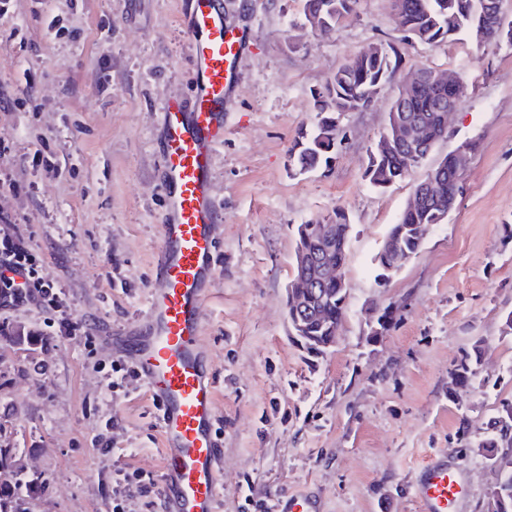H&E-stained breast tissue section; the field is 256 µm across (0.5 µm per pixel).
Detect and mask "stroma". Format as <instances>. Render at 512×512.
I'll list each match as a JSON object with an SVG mask.
<instances>
[{"label":"stroma","mask_w":512,"mask_h":512,"mask_svg":"<svg viewBox=\"0 0 512 512\" xmlns=\"http://www.w3.org/2000/svg\"><path fill=\"white\" fill-rule=\"evenodd\" d=\"M245 35L239 79L212 159L217 273L202 345L218 382L222 512H272L305 494L318 512H421L419 467L447 457L484 512L499 478L478 453L501 399H512V46L469 35L425 44L404 37L389 0H355L336 31L305 25L302 0H222ZM183 0H14L0 16V211L12 215L90 340L47 338L29 351L0 337V436L42 484L24 512H112L124 475L159 479L160 437L137 377L106 382L110 335L146 309L166 192L158 135L166 100H190L195 73L179 22ZM63 17L67 34L44 19ZM371 43L403 58L367 110L345 113L330 168L296 175L289 148L316 121L319 90ZM467 92L426 164L386 190L364 177L368 150L408 74L421 65ZM475 149L454 209L419 254L381 277L376 256L430 166ZM57 171L22 166L42 144ZM343 209L351 224L346 313L337 342L309 352L289 336L285 286L295 233ZM386 330L372 335L381 313ZM481 363L455 381L465 353ZM467 440H460L461 429ZM111 442V452L97 440Z\"/></svg>","instance_id":"1"}]
</instances>
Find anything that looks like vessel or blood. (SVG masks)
Returning <instances> with one entry per match:
<instances>
[{
    "mask_svg": "<svg viewBox=\"0 0 512 512\" xmlns=\"http://www.w3.org/2000/svg\"><path fill=\"white\" fill-rule=\"evenodd\" d=\"M182 23L190 44L196 88L191 104H163L160 134L167 202L160 226L155 280L135 330L114 333L113 354L131 359L155 404L162 437L160 512H219L223 457L214 424L217 390L200 336L203 304L216 276L220 220L211 191L215 144L236 83L243 39L224 20L218 0H189ZM416 490L423 512H451L463 496L446 460L427 462ZM275 512H315L305 496H280Z\"/></svg>",
    "mask_w": 512,
    "mask_h": 512,
    "instance_id": "1",
    "label": "vessel or blood"
}]
</instances>
